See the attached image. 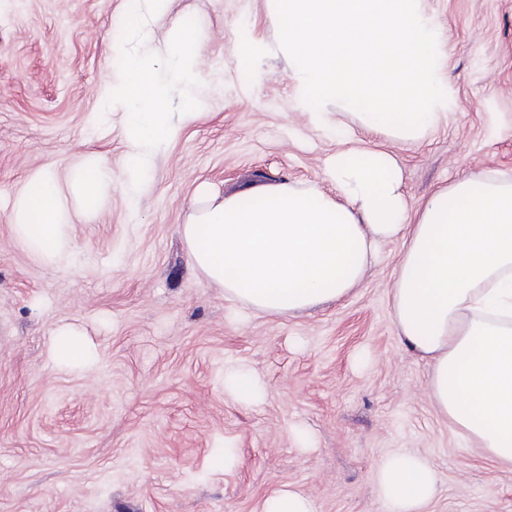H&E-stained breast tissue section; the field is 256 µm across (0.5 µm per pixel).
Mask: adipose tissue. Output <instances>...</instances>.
<instances>
[{"label": "adipose tissue", "instance_id": "ef3b65f1", "mask_svg": "<svg viewBox=\"0 0 512 512\" xmlns=\"http://www.w3.org/2000/svg\"><path fill=\"white\" fill-rule=\"evenodd\" d=\"M278 54L317 126L341 132L349 114L370 132L409 143L448 118L442 40L424 0H267ZM322 185L281 183L226 197L195 194L181 234L189 254L230 298L271 315L335 302L360 285L379 247L401 239L392 288L398 334L430 366L429 396L456 434L512 469V176L470 175L410 210L397 157L337 148ZM73 188L94 210L110 180L96 159ZM65 203L48 168L21 191L12 232L53 264L66 243ZM389 512H426L438 494L414 452L375 473Z\"/></svg>", "mask_w": 512, "mask_h": 512}]
</instances>
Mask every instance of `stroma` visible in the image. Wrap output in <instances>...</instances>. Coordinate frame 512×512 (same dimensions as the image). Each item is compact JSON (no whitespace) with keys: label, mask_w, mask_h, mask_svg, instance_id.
Masks as SVG:
<instances>
[{"label":"stroma","mask_w":512,"mask_h":512,"mask_svg":"<svg viewBox=\"0 0 512 512\" xmlns=\"http://www.w3.org/2000/svg\"><path fill=\"white\" fill-rule=\"evenodd\" d=\"M125 0H0V512H261L293 489L315 512H388L374 472L411 451L436 469L428 512H512V470L453 432L428 395L429 365L391 315L400 241L343 300L270 316L224 296L180 229L200 185L322 183L335 137L293 110L266 0H170L160 45L196 19L208 93L142 184L122 197L121 112L99 116ZM442 35L447 123L412 144L384 135L410 207L462 176L512 174V0H425ZM250 23L267 49L239 61ZM259 70L260 82L251 79ZM94 155L112 175L101 207L73 217L71 257L45 265L11 233L16 199L50 167ZM83 333L89 366L54 357ZM239 365L266 384L224 386ZM225 388L243 399L258 397L264 385L249 371L241 368H230L224 373Z\"/></svg>","instance_id":"35a3bbf8"}]
</instances>
